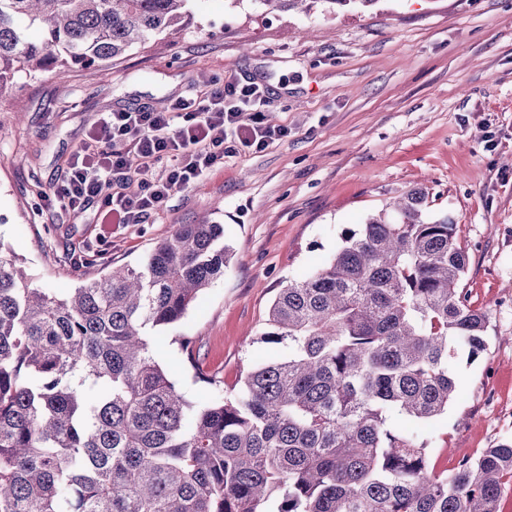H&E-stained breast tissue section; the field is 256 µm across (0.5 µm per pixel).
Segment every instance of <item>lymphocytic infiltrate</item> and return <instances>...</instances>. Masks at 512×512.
Wrapping results in <instances>:
<instances>
[{"instance_id": "obj_1", "label": "lymphocytic infiltrate", "mask_w": 512, "mask_h": 512, "mask_svg": "<svg viewBox=\"0 0 512 512\" xmlns=\"http://www.w3.org/2000/svg\"><path fill=\"white\" fill-rule=\"evenodd\" d=\"M264 97L258 84L229 75L213 91L177 98L162 110L102 113L44 209L79 212L96 201L104 223H147L164 211L173 187L197 183L223 165L227 138L262 149L287 136V128L266 123Z\"/></svg>"}]
</instances>
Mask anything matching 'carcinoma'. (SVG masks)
I'll use <instances>...</instances> for the list:
<instances>
[{
    "label": "carcinoma",
    "mask_w": 512,
    "mask_h": 512,
    "mask_svg": "<svg viewBox=\"0 0 512 512\" xmlns=\"http://www.w3.org/2000/svg\"><path fill=\"white\" fill-rule=\"evenodd\" d=\"M320 1L377 2L260 0L271 12ZM187 2L0 0V94L176 33ZM229 257L224 225L180 224L137 263L58 297L0 249V512H498L512 441L438 474L421 436L388 424L442 415L457 350H485L487 315L459 290L468 253L424 191L281 288L263 339L284 352L194 406L155 359L153 331L179 323ZM192 344L180 340L195 377L219 383Z\"/></svg>",
    "instance_id": "cac0c4a2"
}]
</instances>
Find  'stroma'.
Segmentation results:
<instances>
[{"label":"stroma","instance_id":"obj_1","mask_svg":"<svg viewBox=\"0 0 512 512\" xmlns=\"http://www.w3.org/2000/svg\"><path fill=\"white\" fill-rule=\"evenodd\" d=\"M193 21L132 48L109 75L76 67L15 79L0 95V246L31 285L64 296L108 268L136 262L177 225H223L230 261L156 360L194 404L231 391L279 352L265 343L284 285L321 268L358 229L410 189L429 194L469 255L461 286L486 310L485 351L454 358L448 410L423 424L436 470L512 440V0H376L326 12L267 13L260 0H190ZM233 74L265 91L267 123L286 138L264 150L227 140L223 166L173 189L146 224L40 212L101 113L167 108ZM109 239L95 262L72 255ZM194 340L213 387L180 350Z\"/></svg>","mask_w":512,"mask_h":512}]
</instances>
